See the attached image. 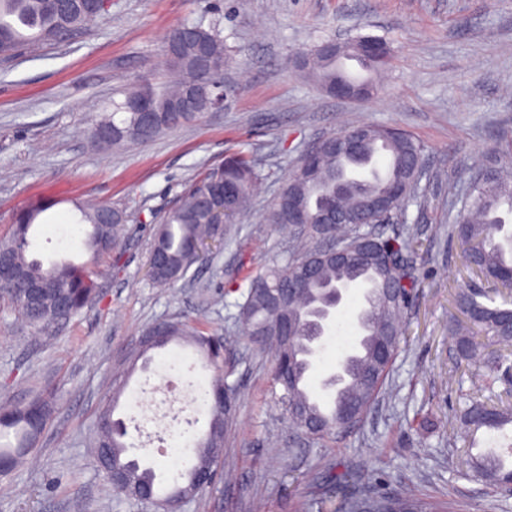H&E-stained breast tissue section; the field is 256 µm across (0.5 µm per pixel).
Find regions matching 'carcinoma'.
Returning <instances> with one entry per match:
<instances>
[{"mask_svg":"<svg viewBox=\"0 0 512 512\" xmlns=\"http://www.w3.org/2000/svg\"><path fill=\"white\" fill-rule=\"evenodd\" d=\"M105 12L96 0H77V7L64 13L53 0H0V57L13 54L19 44L28 40L18 29L5 20L15 16L24 25L37 29L29 39L30 46L53 41L74 31L99 22ZM204 47L222 64L230 60L217 23L201 20L186 21L178 25L166 42L168 67L177 75L176 80L163 91L156 92L145 85L125 94L124 100L112 104L113 113L121 112L120 121L108 120L93 127L92 137L99 145L119 146L128 141H147L165 130L181 127L201 117L199 112L178 111L179 101L186 90L198 83H220L222 71L200 72L196 61L198 49ZM308 61L299 70L313 77L321 86L336 82V74L348 81L354 78L336 67V63H323L315 57V51L303 56ZM140 101L150 105L158 118L156 129L141 136L135 127V107ZM353 130L366 132L362 153L358 156L341 152L320 157V172L315 182H310L301 171L304 161L288 175V178L265 214L269 224L286 223L282 200L293 195L311 208L310 224L297 236L288 255L271 261L261 270L244 275L247 283L244 302L239 304V319L245 335L262 337L258 347L271 354V381L280 387V399L292 424L320 439H333L336 425L342 417V409L352 406L365 415L378 401L393 367L394 360L381 362L376 357L377 347L387 344L392 355L400 350L405 332L404 315L410 305L414 289L418 285L415 276L418 252L416 238L405 228L397 235L385 236L378 225L370 221L364 224H334L326 227L317 223L315 209L329 203L337 205L344 213L361 215L396 181L406 184V191L389 201L390 211L397 223L404 224L406 208L419 198V178L413 175L411 162L423 156V148L409 135L396 132L383 125H353ZM231 165L224 169H212L190 183L177 203L164 213L154 228L153 245L164 249L167 264L179 270L175 276L166 270L153 273V284L169 287L186 276L190 267L203 258V246L217 234L212 211L204 208L200 200L210 193L219 180L236 188L234 199L224 203V235L237 223L252 204L254 189L261 180L255 160L244 154L230 157ZM463 213L450 225V232L463 246L465 260L488 282H498L512 273V229H508L503 212L512 214V172L505 165L494 163L481 170V176L470 183L462 198ZM80 222L89 226L82 240L89 258L81 264L72 262H43L30 255V232L34 224L49 209L40 201L29 203L14 214L11 232L0 238V255L21 267L28 278L41 282L44 288L42 303L32 305L23 291L11 282L0 283V299L17 311L31 326L45 330L61 321L77 316L98 296L97 277L99 262L120 249L125 225L118 219L122 210L108 203L75 204ZM372 235L376 243L375 253L354 256L347 263L337 265L323 259L321 245L327 237L336 238L351 246L362 237ZM389 255L408 259L407 270L398 274V298L390 302L383 291V281L377 270V258ZM313 266L311 276L301 280L300 293L288 303V314L298 321L299 331L292 340L278 338L276 318L267 304L266 288H286L295 279L302 266ZM368 274L375 286L367 316L371 321L370 337L365 341V355L355 363L343 358L340 366L350 375V382L343 391L333 394L336 381L326 380L322 389L334 403L330 413L323 412L309 399L304 380L313 368L309 359L311 345L318 339V326L322 305L329 289L338 284L361 285V276ZM455 306L463 318L448 321V332L455 336V347L460 360L475 369L482 387L492 390L494 384L512 370L508 358L489 346H512V301L507 294L487 288L459 290ZM170 334L158 348L172 343L193 348L206 367L213 372L211 388L205 397L222 394L229 399L224 407L209 403L208 430L193 443L195 463L186 471L172 476V487L161 488L160 475L150 466H142L126 454L130 448L128 432L123 422L113 417L114 409H104L98 417L96 431L91 441L94 457L100 449L110 447L111 460L131 472L133 481L151 485L160 499L186 491L193 498L208 485L194 482L195 473L201 468L214 469L224 456L227 427L234 411L235 387L227 382L224 370L225 339L213 335L203 322L169 320ZM291 367L293 378L281 376L283 367ZM465 432L480 430L502 431L512 426V408L495 406L473 400L463 414ZM46 422L33 425L27 417V407L0 405V465L4 473L15 469L36 446ZM466 478H476L487 486L497 489L512 479V462L504 455L468 456ZM340 492L336 496V512H446L445 505L436 500L419 498L407 492L379 491L371 480L358 482L346 473L336 475Z\"/></svg>","mask_w":512,"mask_h":512,"instance_id":"cac0c4a2","label":"carcinoma"}]
</instances>
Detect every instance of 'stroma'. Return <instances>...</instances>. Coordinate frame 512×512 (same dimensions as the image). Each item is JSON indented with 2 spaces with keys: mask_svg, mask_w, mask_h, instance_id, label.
I'll use <instances>...</instances> for the list:
<instances>
[{
  "mask_svg": "<svg viewBox=\"0 0 512 512\" xmlns=\"http://www.w3.org/2000/svg\"><path fill=\"white\" fill-rule=\"evenodd\" d=\"M112 0L104 18L36 55L0 58V235L17 209L53 199L34 233L43 261H85L78 201L107 202L127 216L118 263L104 262L98 298L71 322L37 332L0 305V400L25 405L50 395V417L23 466L0 477V512H154L114 492L86 448L112 383L125 388L116 417L131 457L170 473L191 462L184 446L207 428L204 404L169 427L144 426L159 390L175 382L201 395L211 376L192 349L150 351L129 369L125 356L154 321L204 320L228 340L230 383L239 393L217 482L185 512H334L328 502L338 473L377 478L386 490L408 489L447 501L448 512H512V496L462 478L459 438L472 371L460 362L448 319L457 289L480 285L448 234L461 210L458 195L479 168L512 142V0ZM218 20L234 89L222 108L147 142L89 149L96 120L111 114L136 84L165 87V38L187 20ZM383 38L392 56L377 96L338 100L294 68L322 40ZM358 123L389 125L424 148L421 200L406 209L421 247L418 286L407 332L382 396L361 426L333 440L302 433L278 401L270 360L256 356L237 319L244 270L287 252L288 230L263 214L307 148ZM252 153L262 174L252 207L230 244L213 249L185 279L167 288L148 277L152 229L185 187L227 155ZM363 305L351 293L336 314L342 336H329L310 387L335 373L341 339L356 332ZM429 419L418 429L414 416Z\"/></svg>",
  "mask_w": 512,
  "mask_h": 512,
  "instance_id": "35a3bbf8",
  "label": "stroma"
}]
</instances>
